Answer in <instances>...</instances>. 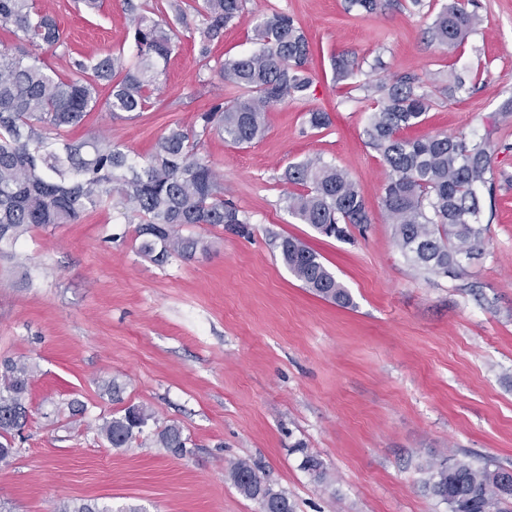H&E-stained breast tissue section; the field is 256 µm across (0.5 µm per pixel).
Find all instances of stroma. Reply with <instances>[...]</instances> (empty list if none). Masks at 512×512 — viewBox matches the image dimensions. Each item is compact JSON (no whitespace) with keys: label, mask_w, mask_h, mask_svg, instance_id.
I'll return each mask as SVG.
<instances>
[{"label":"stroma","mask_w":512,"mask_h":512,"mask_svg":"<svg viewBox=\"0 0 512 512\" xmlns=\"http://www.w3.org/2000/svg\"><path fill=\"white\" fill-rule=\"evenodd\" d=\"M37 2L70 52H134L122 0H100L92 13L76 0ZM448 3L380 0L367 14L349 0H245L206 65L203 18L191 10L172 25L178 47L139 117L112 118L110 88H100L71 138L101 133L144 156L169 126H192L233 97L217 67L257 51L255 28L272 12L293 18L313 51L309 95L270 107L262 139L235 145L212 135L202 146L250 237L185 226L210 252L159 266L137 252L133 217L97 210L0 251V359L34 368L24 439L0 469V512H55L64 501L114 512H260L224 476L239 459L288 493L296 512H448L422 487L428 462L512 468V113L502 111L512 99V0H474L483 23L451 52L428 29ZM343 53L361 70L340 81L334 60ZM411 76L432 106L402 137L487 136L496 145L483 254L459 279L407 262L381 205L388 170L369 144V116L378 86ZM313 110L328 113V128L310 126ZM310 157L358 185L371 222L347 239L318 235L286 208L284 172ZM284 236L321 256L351 307L304 288L274 247ZM114 378L127 384L119 404L102 391ZM75 398L86 406L76 423ZM126 405L148 406L156 420L115 449L98 427ZM172 422L189 438L180 458L154 438ZM308 453L323 461L326 481L302 468Z\"/></svg>","instance_id":"obj_1"}]
</instances>
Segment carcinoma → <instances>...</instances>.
<instances>
[{
	"label": "carcinoma",
	"instance_id": "cac0c4a2",
	"mask_svg": "<svg viewBox=\"0 0 512 512\" xmlns=\"http://www.w3.org/2000/svg\"><path fill=\"white\" fill-rule=\"evenodd\" d=\"M124 4L136 53L89 59L68 51L64 31L35 0H0V30L18 41L13 48L0 47V245L15 244L33 228L75 224L87 211L112 209L138 219L137 250L158 265L208 251L205 238L181 234L182 226L222 224L242 236L250 234L239 209L224 200V184L200 150L215 133L237 145L261 139L269 107L307 94L313 78L304 32L284 13L264 19L257 29L261 48L227 59L218 69L224 85L240 95L199 113L190 127H170L152 153L138 161L104 135L69 137L96 106L104 82L111 86L112 117L131 119L145 109L160 65L175 47L167 17L171 12L181 21L187 17L184 0ZM243 8L244 0H201L194 8L205 17L200 61L208 62L210 44ZM480 24L465 0H452L429 32L451 51ZM60 48L68 56L66 73L44 61V55ZM334 67L336 79L342 80L359 64L341 55ZM417 83L410 78L380 89L367 135L389 172L382 202L394 224L397 248L411 265L459 279L465 275L461 255L483 251L480 214L483 194L493 195L496 146L488 137L402 138L399 132L420 124L429 109ZM285 179L297 187L286 197L288 211L318 233L343 238L348 227L371 223L356 183L336 166L308 158L288 165ZM276 248L288 270L314 295L351 306L350 292L316 251L293 237L280 238ZM32 373L24 360L0 361V468L13 462L16 435L28 421ZM153 419L152 409L132 405L103 419L99 432L111 447L127 448ZM156 442L175 456L187 453V438L176 424L164 425ZM424 473L425 491L448 504V512H512V471L491 460L476 466L466 458L446 457L428 464ZM226 476L265 512H295L288 495L268 484L248 461L232 463Z\"/></svg>",
	"mask_w": 512,
	"mask_h": 512
}]
</instances>
